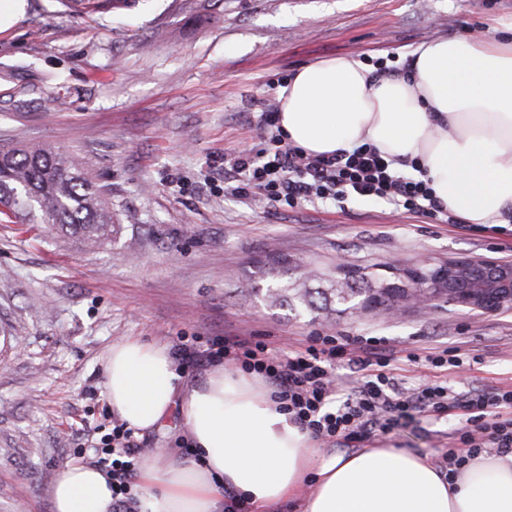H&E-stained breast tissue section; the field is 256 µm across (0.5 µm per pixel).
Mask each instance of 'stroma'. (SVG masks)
<instances>
[{
	"instance_id": "35a3bbf8",
	"label": "stroma",
	"mask_w": 512,
	"mask_h": 512,
	"mask_svg": "<svg viewBox=\"0 0 512 512\" xmlns=\"http://www.w3.org/2000/svg\"><path fill=\"white\" fill-rule=\"evenodd\" d=\"M511 15L512 0H136L88 18L29 0L0 34V150L72 153L107 191L116 231L90 248L0 222V512H52L60 470L96 460L117 421L104 360L127 337L200 354L224 335L262 336L275 351L337 333L422 356L455 346L460 367L400 361L396 377L512 390V310L431 298L328 320L258 294L278 258L288 282L301 264L393 280L424 261H512V223L471 230L355 195L276 210L204 185L224 154L266 148L260 114L301 66L350 55L399 68L424 42ZM454 426L417 417L374 444L433 461ZM137 442L180 457L190 446L175 414Z\"/></svg>"
}]
</instances>
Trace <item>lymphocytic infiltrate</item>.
<instances>
[{"instance_id": "1", "label": "lymphocytic infiltrate", "mask_w": 512, "mask_h": 512, "mask_svg": "<svg viewBox=\"0 0 512 512\" xmlns=\"http://www.w3.org/2000/svg\"><path fill=\"white\" fill-rule=\"evenodd\" d=\"M262 153L242 150L224 158V180L246 181L265 199L295 206L312 199L338 200L353 194L401 205L432 215L442 207L427 182L399 175L375 147L363 144L331 156L311 157L274 132ZM209 362L261 377L280 411L311 438L352 448L398 428L412 416H453L459 425L441 462L455 475L487 450L512 453V390L458 391L453 386L423 384L402 388L391 373L394 352L384 342L364 336H315L304 348L275 354L250 336H221ZM347 360L362 373L350 390L335 384L331 370ZM107 456L98 466L112 478V512H131L129 490L136 480L133 459L138 447L124 426L112 428Z\"/></svg>"}]
</instances>
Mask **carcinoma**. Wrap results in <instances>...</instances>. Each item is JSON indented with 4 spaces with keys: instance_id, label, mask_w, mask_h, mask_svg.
Listing matches in <instances>:
<instances>
[{
    "instance_id": "cac0c4a2",
    "label": "carcinoma",
    "mask_w": 512,
    "mask_h": 512,
    "mask_svg": "<svg viewBox=\"0 0 512 512\" xmlns=\"http://www.w3.org/2000/svg\"><path fill=\"white\" fill-rule=\"evenodd\" d=\"M0 217L24 224H48L92 247L114 232L112 209L70 153L52 147L3 151L0 160ZM384 280L356 269L339 280L304 278L299 288L279 287L274 300L305 312L340 315L351 303L377 294V305L392 306L407 296L405 288H384Z\"/></svg>"
}]
</instances>
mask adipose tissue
<instances>
[{"mask_svg":"<svg viewBox=\"0 0 512 512\" xmlns=\"http://www.w3.org/2000/svg\"><path fill=\"white\" fill-rule=\"evenodd\" d=\"M278 101L282 133L305 155L366 143L394 169L417 166L449 214L471 224L512 218V17L491 19L482 35L423 43L406 77L373 78L349 55L302 66ZM104 388L112 412L140 434L178 411L201 455L146 454L139 512H222L229 488L251 512H273L306 483L302 512H512V454L478 458L450 482L405 448L326 453L258 377L219 367L184 382L160 342L113 344ZM51 501L53 512H112L111 480L95 465H66Z\"/></svg>","mask_w":512,"mask_h":512,"instance_id":"1","label":"adipose tissue"}]
</instances>
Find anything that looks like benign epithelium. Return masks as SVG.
Segmentation results:
<instances>
[{
	"mask_svg": "<svg viewBox=\"0 0 512 512\" xmlns=\"http://www.w3.org/2000/svg\"><path fill=\"white\" fill-rule=\"evenodd\" d=\"M409 304L423 301L432 289L448 288V302L485 312L512 309V263L491 260L450 261L419 272Z\"/></svg>",
	"mask_w": 512,
	"mask_h": 512,
	"instance_id": "7a95c632",
	"label": "benign epithelium"
}]
</instances>
